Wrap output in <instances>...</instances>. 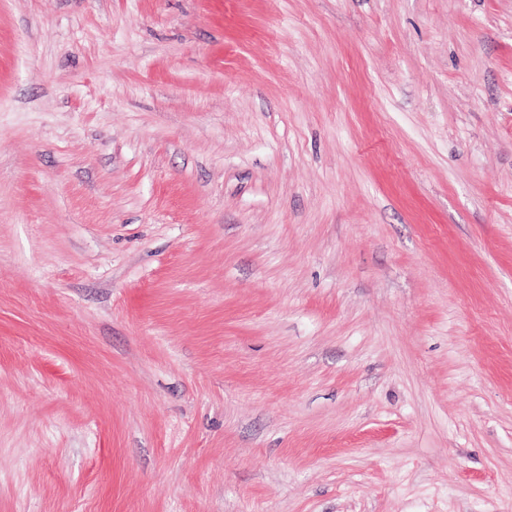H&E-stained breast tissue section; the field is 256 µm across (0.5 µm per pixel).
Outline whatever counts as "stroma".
Segmentation results:
<instances>
[{"instance_id":"1","label":"stroma","mask_w":512,"mask_h":512,"mask_svg":"<svg viewBox=\"0 0 512 512\" xmlns=\"http://www.w3.org/2000/svg\"><path fill=\"white\" fill-rule=\"evenodd\" d=\"M0 512H512V0H0Z\"/></svg>"}]
</instances>
